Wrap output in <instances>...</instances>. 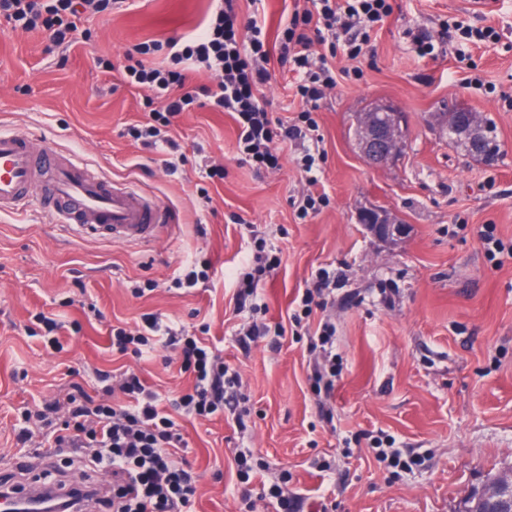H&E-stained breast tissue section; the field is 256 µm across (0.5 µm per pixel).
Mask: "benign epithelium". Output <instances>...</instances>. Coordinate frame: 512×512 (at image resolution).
Wrapping results in <instances>:
<instances>
[{"instance_id": "7a95c632", "label": "benign epithelium", "mask_w": 512, "mask_h": 512, "mask_svg": "<svg viewBox=\"0 0 512 512\" xmlns=\"http://www.w3.org/2000/svg\"><path fill=\"white\" fill-rule=\"evenodd\" d=\"M359 150L365 160L383 166L397 160L407 134L404 115L394 106L381 102L356 114ZM440 134L468 150L481 143L482 129L469 109L458 107L438 124ZM358 219L380 239H394L406 232V225L378 207L365 208ZM483 501L489 508L506 509L512 505V468L501 471L483 490Z\"/></svg>"}]
</instances>
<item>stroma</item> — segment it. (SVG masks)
<instances>
[{"label": "stroma", "mask_w": 512, "mask_h": 512, "mask_svg": "<svg viewBox=\"0 0 512 512\" xmlns=\"http://www.w3.org/2000/svg\"><path fill=\"white\" fill-rule=\"evenodd\" d=\"M391 3L389 21L371 34L373 56L332 61L337 85L314 114L323 154L317 190L328 203L308 216L296 207L310 191L302 142L282 145L280 168L258 174L238 158L228 113L187 112L173 173L125 134L142 120L147 92L114 88L98 58L116 61L137 43L193 32L211 0H134L91 19L90 40L64 53L47 51L39 32L0 29V124L136 184L175 218L155 243L118 245L69 237L37 212L0 216V469L13 481L56 480L65 470L47 449L17 447L15 434L23 408L63 397L71 379L89 386L94 369L133 368L166 396L191 386V375L158 356L113 352L112 325L145 313L189 333L208 323L211 345L242 378L246 428L229 413L180 421L201 476L195 512H277L257 495L243 504L240 451L262 463L265 484L284 479L305 497L323 489L326 512H463L492 474L512 466V0ZM452 19L493 26L497 36L459 60L457 43L441 38ZM412 28L430 33L434 57H421ZM269 69L262 92L273 117L293 122L300 77L275 59ZM379 101L403 113L409 135L397 161L372 167L353 130L356 112ZM457 106L495 122L497 165L464 156L429 125L432 113ZM210 166L223 167L222 182L204 179ZM371 206L389 210L406 234L373 236L358 220ZM484 230L504 253L489 251ZM261 244L281 265L259 290L263 312L236 313L233 276ZM198 258L210 260L211 280L191 294L170 289ZM322 268L339 280L305 332L286 334L277 350L237 345L243 328L286 321ZM149 280L158 289L134 297ZM39 312L61 323L62 351L46 347ZM325 321L336 328L330 427L308 378L310 340ZM382 434L419 449L424 465L379 463L372 448ZM318 460L330 462L328 476L313 469Z\"/></svg>", "instance_id": "stroma-1"}]
</instances>
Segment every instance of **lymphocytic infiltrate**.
<instances>
[{"label": "lymphocytic infiltrate", "mask_w": 512, "mask_h": 512, "mask_svg": "<svg viewBox=\"0 0 512 512\" xmlns=\"http://www.w3.org/2000/svg\"><path fill=\"white\" fill-rule=\"evenodd\" d=\"M126 3L0 0V21L16 32H42L51 47L65 49L76 42L89 16ZM392 12L389 0H310L309 7L292 10L272 50L257 15L240 18L236 0H213L197 32L162 45L136 44L124 64L110 63L106 69L124 87L148 89V115L129 133L163 155L165 165H172L171 155L179 148L173 132L182 114L209 108L232 114L242 162L258 172L276 169L280 144L312 137L316 125L311 109L336 85L327 55L313 57L314 45H339L349 59L363 57L370 30ZM274 56L302 76L297 92L304 108L289 124L273 122L262 94ZM200 71L211 75L210 85L192 86L193 73ZM280 263L277 257L254 256L250 270L236 283V312L253 308L260 284ZM111 338L113 349L122 354L175 351L181 371L194 379L192 388L165 399L146 385L139 371L126 370L116 380L99 369L94 389L72 383L63 402L46 405L37 414V429L20 427L16 442L29 447L39 431L69 459L111 472L112 486L97 502L112 512H193L198 475L180 457L187 444L178 421L223 414L224 396L241 387V377L201 337L162 324L152 313L143 315L136 329L113 328Z\"/></svg>", "instance_id": "1"}]
</instances>
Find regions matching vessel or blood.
<instances>
[{
    "mask_svg": "<svg viewBox=\"0 0 512 512\" xmlns=\"http://www.w3.org/2000/svg\"><path fill=\"white\" fill-rule=\"evenodd\" d=\"M38 209L65 232L139 245L157 239L170 216L151 194L117 184L74 154L21 129H0V214ZM29 489L0 497V512H40Z\"/></svg>",
    "mask_w": 512,
    "mask_h": 512,
    "instance_id": "vessel-or-blood-1",
    "label": "vessel or blood"
}]
</instances>
